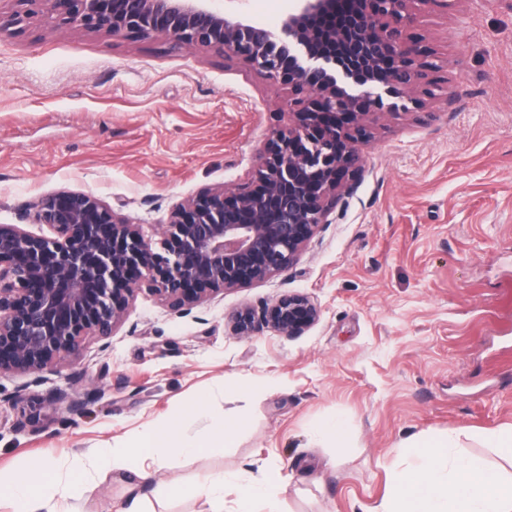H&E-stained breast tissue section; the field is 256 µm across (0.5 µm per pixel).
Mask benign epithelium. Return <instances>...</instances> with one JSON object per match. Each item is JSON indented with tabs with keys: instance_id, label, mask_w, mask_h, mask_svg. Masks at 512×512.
<instances>
[{
	"instance_id": "7a95c632",
	"label": "benign epithelium",
	"mask_w": 512,
	"mask_h": 512,
	"mask_svg": "<svg viewBox=\"0 0 512 512\" xmlns=\"http://www.w3.org/2000/svg\"><path fill=\"white\" fill-rule=\"evenodd\" d=\"M0 31L35 18L110 37L164 36L233 58L285 86L288 124L273 130L247 180L232 190L201 192L170 212L160 248L99 197L60 191L34 202L32 224H0V374L33 377L56 359L77 357L87 338L107 337L130 298L148 290L175 311L209 292L241 288L294 266L319 225L354 192L347 179L363 165V147L385 113L406 111L405 94L440 65L408 30L418 7L455 0H358L359 8L317 30L338 0H298L279 31L226 13L214 0H12ZM320 309L300 293L230 318L232 334L272 328L302 335ZM96 392L53 388L38 397L81 412Z\"/></svg>"
}]
</instances>
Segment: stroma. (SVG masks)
<instances>
[{
    "label": "stroma",
    "instance_id": "obj_1",
    "mask_svg": "<svg viewBox=\"0 0 512 512\" xmlns=\"http://www.w3.org/2000/svg\"><path fill=\"white\" fill-rule=\"evenodd\" d=\"M411 31L442 61L434 95L426 111L380 118L354 193L298 263L182 313L139 290L108 342L88 338L41 385L1 375L0 472L76 468L153 424L237 429L232 447L157 466L154 482L223 472L246 486L275 471L282 512H379L402 445L448 428L462 431L460 454L512 478L483 440L512 424V0L428 9ZM287 97L237 60L163 37L39 21L2 32L0 224L29 225L39 197L85 191L160 240L175 204L248 176L288 121ZM286 293L321 311L305 333H231L234 311ZM72 385L98 393L84 412L39 403ZM32 413L38 429L20 428ZM336 418L343 442L316 436ZM125 505L118 473L99 470L66 503Z\"/></svg>",
    "mask_w": 512,
    "mask_h": 512
}]
</instances>
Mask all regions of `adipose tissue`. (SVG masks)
Wrapping results in <instances>:
<instances>
[{"label": "adipose tissue", "instance_id": "obj_1", "mask_svg": "<svg viewBox=\"0 0 512 512\" xmlns=\"http://www.w3.org/2000/svg\"><path fill=\"white\" fill-rule=\"evenodd\" d=\"M234 430L224 429L192 439L181 438L162 427L145 428L121 447L93 449L98 466L129 470L132 492L153 486L161 496H203L214 512H224V496L234 479L226 474H206L190 485H152L155 465L180 456H197L229 447ZM450 429L419 442L404 444L406 468L396 473L394 490L381 512H512V481H504L476 460L449 458L456 445ZM83 470L34 466L27 475L0 474V500H8L13 512H63L62 505L83 483Z\"/></svg>", "mask_w": 512, "mask_h": 512}]
</instances>
